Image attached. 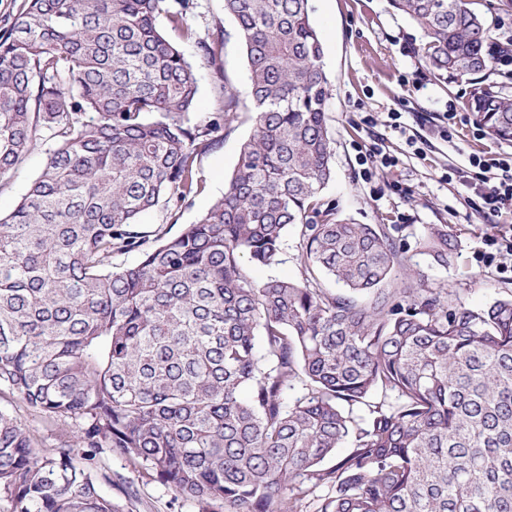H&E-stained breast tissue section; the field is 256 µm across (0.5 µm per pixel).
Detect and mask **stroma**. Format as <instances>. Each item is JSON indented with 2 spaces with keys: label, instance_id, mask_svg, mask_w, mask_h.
<instances>
[{
  "label": "stroma",
  "instance_id": "1",
  "mask_svg": "<svg viewBox=\"0 0 512 512\" xmlns=\"http://www.w3.org/2000/svg\"><path fill=\"white\" fill-rule=\"evenodd\" d=\"M312 21L324 44V66L333 81L328 114L334 176L324 197L339 217L358 224L386 225L410 258L425 286L453 291L468 306L481 307L512 295V256L497 240L512 225V211L491 215L468 185L474 175L469 157L512 153V143L486 136L466 102L467 83L438 81L418 48L421 30L394 12L388 0H313ZM198 36L220 33L215 51L241 102L249 100L246 61L237 31L224 16L223 0H198L190 17ZM455 113L447 123L446 113ZM250 113H239L222 132L217 148L201 161L202 192L168 213L166 205L142 216L147 232L178 235L224 192L240 146L250 135ZM27 156L8 181L0 183V214L9 215L38 175L46 150ZM390 153L395 163L382 167L369 159L372 148ZM446 228L455 250L448 265L436 264L417 248L429 227ZM0 407L10 410L42 444L58 440L55 425L9 393ZM101 469L115 485L109 493L121 512H202L193 501L147 475L120 456L104 455Z\"/></svg>",
  "mask_w": 512,
  "mask_h": 512
}]
</instances>
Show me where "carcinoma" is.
<instances>
[{
	"instance_id": "obj_1",
	"label": "carcinoma",
	"mask_w": 512,
	"mask_h": 512,
	"mask_svg": "<svg viewBox=\"0 0 512 512\" xmlns=\"http://www.w3.org/2000/svg\"><path fill=\"white\" fill-rule=\"evenodd\" d=\"M390 3L437 78L471 84L476 121L511 142L512 94L485 80L504 47L473 0ZM178 5L22 0L0 21V179L54 141L0 217V391L62 435L44 449L0 409V512H119L106 453L223 512H512V297L471 308L393 277L407 259L386 225L325 202L332 80L311 0H224L252 132L196 223L140 230L162 198L200 192L240 111L224 84L216 116L192 121L199 69L226 74L193 0ZM290 228L300 277L251 280L243 260L278 264ZM419 246L452 257L443 228Z\"/></svg>"
}]
</instances>
